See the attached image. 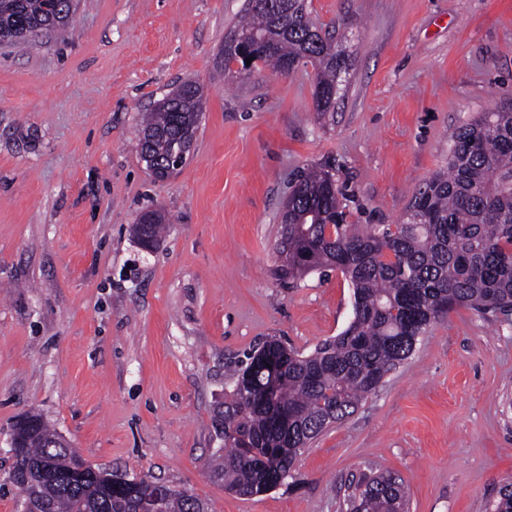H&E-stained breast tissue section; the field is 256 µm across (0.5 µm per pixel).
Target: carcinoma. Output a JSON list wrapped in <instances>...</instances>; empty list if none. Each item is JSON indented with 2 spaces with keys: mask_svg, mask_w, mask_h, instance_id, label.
<instances>
[{
  "mask_svg": "<svg viewBox=\"0 0 512 512\" xmlns=\"http://www.w3.org/2000/svg\"><path fill=\"white\" fill-rule=\"evenodd\" d=\"M71 22L68 0H0V33L14 45ZM234 34L253 39L252 70L313 65L316 111L335 110L343 51L311 20L305 0H288V10L277 13L246 0ZM202 100L199 88L182 83L143 121L140 156L156 179L169 176L171 158L185 164L182 142L195 136ZM452 141L446 166L415 192L407 220L394 226L347 223L330 187V166L297 177L284 205L273 276L292 287L312 272L336 269L349 281L358 312L309 353L269 340L238 361L237 379L212 417L224 447L209 467L224 488L254 497L284 484L301 451L374 394L419 336L454 307L512 312V103L461 125ZM165 220L159 210L145 211L132 232L153 247ZM271 380L273 400L266 392ZM25 419L12 469L31 512H136L152 495V477L109 483L110 471L77 461L41 414ZM347 489L348 512L408 507L403 481L390 473L365 475ZM162 508L207 512L193 494L170 487Z\"/></svg>",
  "mask_w": 512,
  "mask_h": 512,
  "instance_id": "carcinoma-1",
  "label": "carcinoma"
}]
</instances>
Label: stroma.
Listing matches in <instances>:
<instances>
[{
    "instance_id": "1",
    "label": "stroma",
    "mask_w": 512,
    "mask_h": 512,
    "mask_svg": "<svg viewBox=\"0 0 512 512\" xmlns=\"http://www.w3.org/2000/svg\"><path fill=\"white\" fill-rule=\"evenodd\" d=\"M245 0H78L64 36L0 46V512L15 420L39 412L96 467L147 474L209 512H345L351 475L404 480L410 512H487L512 483V315L460 307L258 497L206 462L231 362L270 338L308 352L353 318L336 270L279 284L282 206L334 162L353 224L399 223L452 135L512 98V0H307L347 68L335 111L315 71L224 68ZM203 89L186 163L154 181L143 112ZM168 215L153 250L138 215Z\"/></svg>"
}]
</instances>
